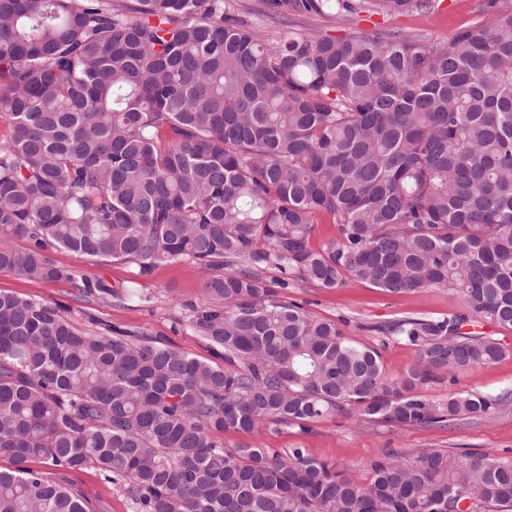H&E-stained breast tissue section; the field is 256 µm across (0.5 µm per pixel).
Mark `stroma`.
<instances>
[{"label":"stroma","instance_id":"1","mask_svg":"<svg viewBox=\"0 0 512 512\" xmlns=\"http://www.w3.org/2000/svg\"><path fill=\"white\" fill-rule=\"evenodd\" d=\"M224 2L227 12L280 38L310 29L340 36L352 26L370 28L380 25L399 28L437 44L447 43L460 31L483 21L486 5V0H437L434 9L410 15L390 17L362 13L342 20L304 15L284 24L259 15L257 0ZM53 258L58 266L77 270L91 280L105 281L114 291H134L136 298L109 304L93 298L79 300L69 283L31 280L1 271L0 291L61 304L66 308L67 318L81 330L134 331L159 339L199 360L215 361L210 345L194 335L184 321L189 306L202 299L204 275L194 263L187 260L169 262L157 266L150 275L142 276L136 265L126 262L89 264L65 250L55 252ZM281 296L320 317L341 323L345 336L352 341L380 345L382 362L395 376L413 363L415 353L401 341L383 340L378 326L409 316L441 317L462 308L460 298L440 290L391 294L355 279L333 290L293 282L282 290ZM458 389L482 394L512 389V355L459 375L456 383L439 381L429 384L423 387L422 396L430 403L440 405ZM246 443L284 452L300 448L308 456L334 462L339 469L357 479L367 477L372 462L393 453L409 459L424 448L443 449L454 454L488 453L512 457V401L489 418L445 428L362 425L354 417L337 415L314 423L305 431L295 426L269 425L249 435L228 433L224 436V444L229 448ZM29 466L65 480L87 500L103 504L107 512H135L124 488L106 482L96 468L60 470L40 460L30 461Z\"/></svg>","mask_w":512,"mask_h":512}]
</instances>
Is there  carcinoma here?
<instances>
[{
  "mask_svg": "<svg viewBox=\"0 0 512 512\" xmlns=\"http://www.w3.org/2000/svg\"><path fill=\"white\" fill-rule=\"evenodd\" d=\"M434 2L259 7L335 19ZM489 9L434 44L358 27L273 41L224 0H0V271L110 303L128 296L53 253L142 276L189 260L206 278L188 324L224 360L0 291V512H105L26 466L39 459L97 468L137 512H512V458L429 449L362 482L300 448L221 440L334 415L445 426L505 403L419 394L509 355L463 331L512 328V0ZM319 215L336 234L315 247ZM349 278L446 290L464 312L387 328L416 355L393 377L374 346L279 295Z\"/></svg>",
  "mask_w": 512,
  "mask_h": 512,
  "instance_id": "cac0c4a2",
  "label": "carcinoma"
}]
</instances>
